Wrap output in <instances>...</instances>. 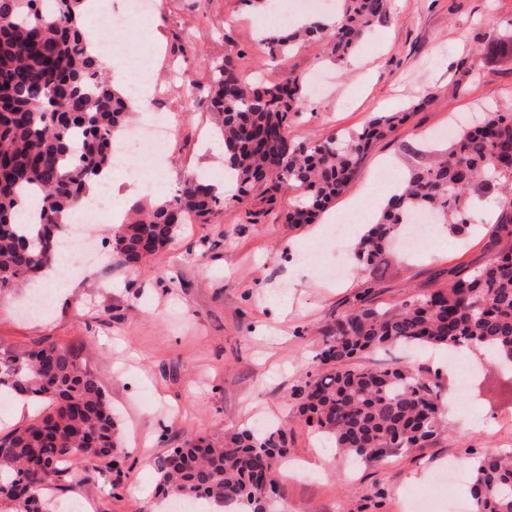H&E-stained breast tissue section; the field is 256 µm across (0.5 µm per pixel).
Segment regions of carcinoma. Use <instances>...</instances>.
<instances>
[{
    "label": "carcinoma",
    "mask_w": 512,
    "mask_h": 512,
    "mask_svg": "<svg viewBox=\"0 0 512 512\" xmlns=\"http://www.w3.org/2000/svg\"><path fill=\"white\" fill-rule=\"evenodd\" d=\"M85 0H0V296L38 282L60 254L68 216L114 161L112 139L127 126L129 107L104 65L88 51ZM390 0H341L340 20H312L301 30H277L265 41L272 57L292 43L322 42L336 60L352 54L389 15ZM196 103L212 113L236 180L231 199L243 203L269 181L302 190L288 210L293 227L315 224L346 191L367 150L388 138L408 114L381 113L357 131L313 143L288 140V114L306 106L300 77L251 83L229 50ZM512 176V105L459 131L431 164L408 170L401 193L360 241L358 259L381 261L395 227L431 210L461 233L471 223L472 195ZM39 205L30 222L17 206ZM220 203L198 176L171 200L154 205L112 233V257L136 267L174 240L184 217L207 222ZM489 261L412 297L398 307H372L363 296L327 327L314 371L296 386L304 423L334 447L364 462L422 448L447 427L448 376L357 363L392 346L470 352L492 348L512 365V200L492 231ZM44 406L40 419L0 438V501L11 512H46L45 487L80 467L114 457L121 434L98 375L62 344L36 350L0 349V392ZM284 432L243 430L224 447L193 439L155 462L162 503L198 512L204 500L246 503L267 512V489L287 458ZM476 512H512V454L473 463Z\"/></svg>",
    "instance_id": "carcinoma-1"
}]
</instances>
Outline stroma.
<instances>
[{
	"label": "stroma",
	"mask_w": 512,
	"mask_h": 512,
	"mask_svg": "<svg viewBox=\"0 0 512 512\" xmlns=\"http://www.w3.org/2000/svg\"><path fill=\"white\" fill-rule=\"evenodd\" d=\"M151 13L133 19L123 65L150 52L160 84L157 109L177 117L166 168L141 196L118 187L112 203L123 214L169 199L192 174L224 183L213 150L218 138L209 112L171 84L207 86L227 48L242 54V74L269 84L281 75H321L302 112L290 116L298 143L360 129L377 112L412 111L363 161L336 210L363 198L370 179L426 165L449 144L450 131L487 105H512V64L495 51L512 38V0H392L356 54L329 58L322 44L296 46L270 58L260 34L261 13L243 0H152ZM298 189L260 188L245 202L222 203L209 223L182 225L174 242L139 266L118 264L107 249L112 226L91 225L95 262L73 256L65 295L41 318L21 314L20 296L0 301V347L35 349L54 341L73 347L95 370L122 433L118 462L102 459L88 481H61L45 493L53 512L86 502L91 512H146L157 484L155 461L185 439L221 443L260 421L286 434L301 473L278 480L269 512H403L407 496L430 490V477L449 462L463 464L489 451L512 449V385L497 360L466 388L448 429L429 446L378 463H351L322 444L302 421L295 386L305 380L324 332L367 293L394 307L447 281L449 272L483 264L502 198L475 194L476 221L465 232L434 222L424 250L387 248L363 270L354 260L357 238L339 243L284 222Z\"/></svg>",
	"instance_id": "stroma-1"
}]
</instances>
